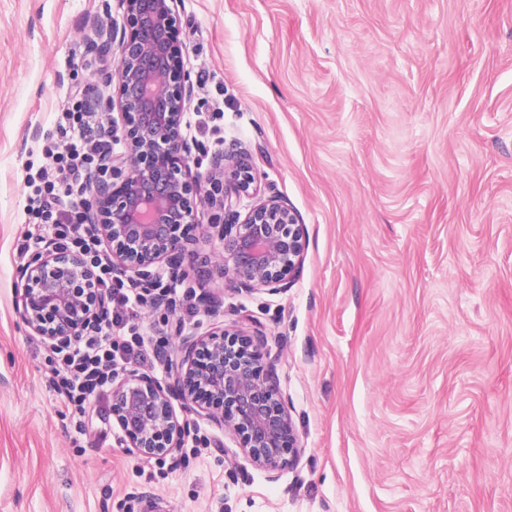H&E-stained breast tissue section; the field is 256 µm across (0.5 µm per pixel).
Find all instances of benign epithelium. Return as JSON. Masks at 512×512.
<instances>
[{"label":"benign epithelium","mask_w":512,"mask_h":512,"mask_svg":"<svg viewBox=\"0 0 512 512\" xmlns=\"http://www.w3.org/2000/svg\"><path fill=\"white\" fill-rule=\"evenodd\" d=\"M123 22L91 21L85 38L99 52L115 51L118 100L101 93L94 110L119 108L107 126L122 150L108 156L109 176H92L83 207L112 269L144 292L163 277L187 275V231L199 223L201 193L209 197L207 228L222 241L219 266L233 287L279 292L299 274L304 225L290 205L269 198L245 212L255 178L251 166L226 151L208 172L192 169L195 149L182 132L193 88L181 64L178 0H120ZM112 76L105 83H112ZM16 308L31 335L49 348L98 326L106 294L83 258L57 246L31 254L20 270ZM170 369L175 387L129 370L112 378V416L126 448L159 460L183 447L191 422L206 419L239 440L241 452L270 474L299 463L304 448L277 381L246 327H213L202 335L176 332ZM185 416L180 417L174 401Z\"/></svg>","instance_id":"benign-epithelium-1"}]
</instances>
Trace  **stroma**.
I'll return each instance as SVG.
<instances>
[{
	"instance_id": "stroma-1",
	"label": "stroma",
	"mask_w": 512,
	"mask_h": 512,
	"mask_svg": "<svg viewBox=\"0 0 512 512\" xmlns=\"http://www.w3.org/2000/svg\"><path fill=\"white\" fill-rule=\"evenodd\" d=\"M188 138L241 147L305 231L287 291L144 307L174 339L246 324L305 451L277 477L200 423L129 452L73 419L15 305L24 178L114 54L119 0H0V512H512V0H180Z\"/></svg>"
}]
</instances>
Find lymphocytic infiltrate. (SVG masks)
I'll list each match as a JSON object with an SVG mask.
<instances>
[{
  "label": "lymphocytic infiltrate",
  "mask_w": 512,
  "mask_h": 512,
  "mask_svg": "<svg viewBox=\"0 0 512 512\" xmlns=\"http://www.w3.org/2000/svg\"><path fill=\"white\" fill-rule=\"evenodd\" d=\"M105 124V118L90 112L82 99H75L58 137L50 139L45 148L46 166L26 179L27 213L38 236L81 253L95 268L98 284L111 304L104 326L58 348L51 360L54 388L64 396L68 410L79 413L91 396L105 392L119 366L143 357L146 350V338L135 323L145 302L143 294L116 286L117 276L100 244L84 228L85 181L96 170L89 135L93 127Z\"/></svg>",
  "instance_id": "lymphocytic-infiltrate-1"
}]
</instances>
